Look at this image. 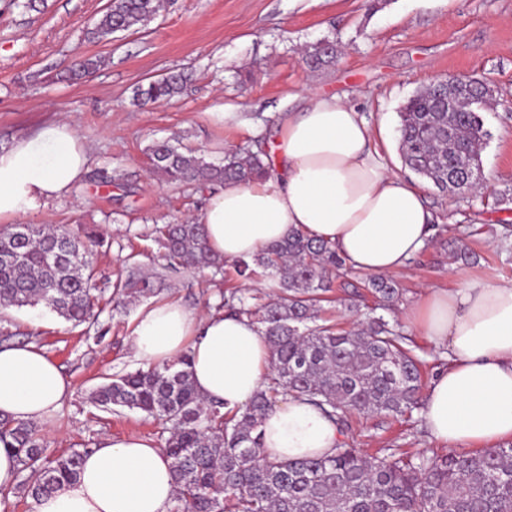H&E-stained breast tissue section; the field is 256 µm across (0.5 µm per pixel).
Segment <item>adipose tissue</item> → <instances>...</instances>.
<instances>
[{
	"instance_id": "adipose-tissue-1",
	"label": "adipose tissue",
	"mask_w": 512,
	"mask_h": 512,
	"mask_svg": "<svg viewBox=\"0 0 512 512\" xmlns=\"http://www.w3.org/2000/svg\"><path fill=\"white\" fill-rule=\"evenodd\" d=\"M374 143L361 112L312 95L302 111L282 118L269 176L225 184L209 197L199 217L208 246L230 264L298 230L328 241L361 273L403 269L430 242L434 217L420 188L392 173ZM88 164L85 144L65 121L0 149V219L66 197ZM402 318L445 360L424 390L431 439L458 451L512 440V285L431 288ZM132 343L148 367L189 354L198 393L228 413L252 402L271 369L267 342L248 317L201 314L173 301L141 309ZM71 394L35 344L0 347V418L44 420ZM260 433V455L276 461L327 456L344 440L336 422L293 396L268 410ZM175 492L155 442L106 437L84 455L78 477L41 497L35 512H170Z\"/></svg>"
}]
</instances>
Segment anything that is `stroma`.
<instances>
[{
	"mask_svg": "<svg viewBox=\"0 0 512 512\" xmlns=\"http://www.w3.org/2000/svg\"><path fill=\"white\" fill-rule=\"evenodd\" d=\"M25 2L0 0V148L64 118L87 146L90 167L68 196L22 221L92 229L101 239L90 257L94 325H72L40 306L0 308V339L37 345L71 386V397L36 425L51 454L93 447L105 435L164 442L162 422L92 400L106 378L142 366L132 348L141 302L118 310L110 303L128 270L163 278L158 301L202 311L232 289L261 303L275 292L271 279L244 280L230 266L217 276L189 264L165 269L155 226L196 218L212 189L158 179L146 152L152 141L175 140L217 162L236 149L266 147L280 116L302 110L310 92L337 95L368 119L388 168L418 182L436 217L431 243L394 276L401 299L386 319H399L428 288L512 284V202L498 200L512 189V0H166L147 25L106 40L90 29L109 0H44L37 11ZM323 39L335 43L338 61L310 68L304 51ZM91 57L100 67L74 76ZM174 71L190 76L180 95L134 104L139 85ZM445 74L477 77L494 91L482 113L490 137L477 193L442 194L400 157L401 107ZM463 248L465 261L457 257ZM343 431L349 446L373 456L387 448L448 451L429 440L418 410L397 418L355 414Z\"/></svg>",
	"mask_w": 512,
	"mask_h": 512,
	"instance_id": "1",
	"label": "stroma"
}]
</instances>
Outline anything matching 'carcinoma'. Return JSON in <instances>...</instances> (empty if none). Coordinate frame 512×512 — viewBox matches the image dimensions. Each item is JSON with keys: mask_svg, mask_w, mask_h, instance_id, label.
I'll return each instance as SVG.
<instances>
[{"mask_svg": "<svg viewBox=\"0 0 512 512\" xmlns=\"http://www.w3.org/2000/svg\"><path fill=\"white\" fill-rule=\"evenodd\" d=\"M160 8L161 0H110L92 35L145 25ZM337 57L328 40L305 53L313 69L332 65ZM186 80L182 73L150 80L136 88L133 99L139 105L168 102ZM491 97L486 83L461 76L447 91L431 84L409 98L399 112L404 165L443 193L475 189L480 150L489 136L481 109ZM148 156L153 173L168 183H249L269 172L260 153L230 152L215 164L157 141ZM158 233L169 263L224 267V259L207 248L201 224H165ZM96 244L95 232L81 237L63 225L1 227L0 303L42 305L75 326L90 321L94 298L81 280L92 271L89 256ZM235 266L245 278L258 268L267 270L279 288L259 306L233 291L223 303L259 325L271 352V372L248 407L229 415L223 405L205 403L186 353L161 366L115 374L92 393L103 409H128L170 424L164 452L176 484L173 512H512V444L478 453L370 456L344 443L324 458L261 457L260 426L272 395L306 396L340 425L355 413L397 417L419 408L421 361L380 315L350 328L318 323L324 295L347 271L346 259L329 243L294 231ZM116 288L124 304L159 293L161 281L131 269ZM366 288L380 308L399 299V288L386 276L371 277ZM4 432L12 436L31 499L79 475L88 449L53 458L30 424L3 418Z\"/></svg>", "mask_w": 512, "mask_h": 512, "instance_id": "cac0c4a2", "label": "carcinoma"}]
</instances>
